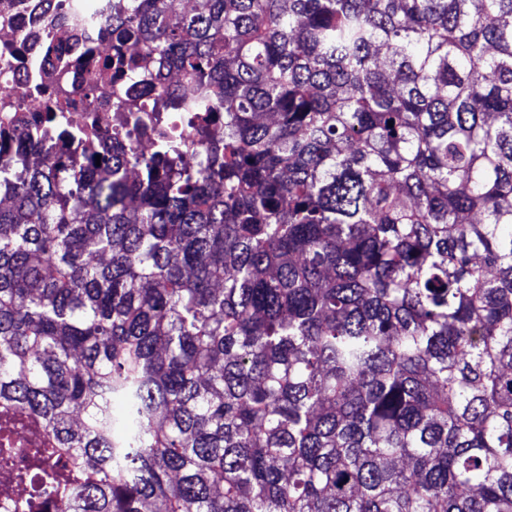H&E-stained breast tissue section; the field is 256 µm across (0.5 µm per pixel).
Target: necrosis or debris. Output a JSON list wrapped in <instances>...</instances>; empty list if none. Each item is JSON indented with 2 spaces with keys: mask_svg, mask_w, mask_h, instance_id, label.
Listing matches in <instances>:
<instances>
[{
  "mask_svg": "<svg viewBox=\"0 0 512 512\" xmlns=\"http://www.w3.org/2000/svg\"><path fill=\"white\" fill-rule=\"evenodd\" d=\"M52 26H44L42 0H5L11 22L0 29V130L15 134L45 122L48 92L59 79L71 84H95L101 62L112 55L108 35L112 0H63ZM61 35L55 57L43 59L49 34ZM71 125L94 136L111 129L107 104H93L79 94L61 97Z\"/></svg>",
  "mask_w": 512,
  "mask_h": 512,
  "instance_id": "obj_1",
  "label": "necrosis or debris"
}]
</instances>
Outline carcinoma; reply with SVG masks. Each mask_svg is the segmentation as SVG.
<instances>
[{
	"label": "carcinoma",
	"mask_w": 512,
	"mask_h": 512,
	"mask_svg": "<svg viewBox=\"0 0 512 512\" xmlns=\"http://www.w3.org/2000/svg\"><path fill=\"white\" fill-rule=\"evenodd\" d=\"M193 3L112 0L81 157L0 135V496L512 512V0Z\"/></svg>",
	"instance_id": "cac0c4a2"
}]
</instances>
